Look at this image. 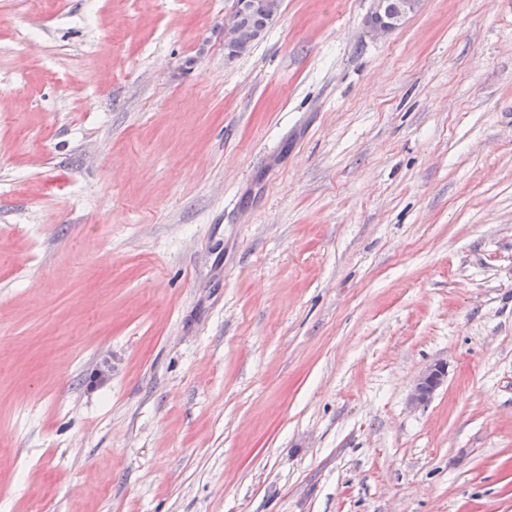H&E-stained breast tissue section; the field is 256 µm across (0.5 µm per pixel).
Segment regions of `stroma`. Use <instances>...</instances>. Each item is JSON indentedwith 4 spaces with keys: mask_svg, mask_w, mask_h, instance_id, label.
<instances>
[{
    "mask_svg": "<svg viewBox=\"0 0 512 512\" xmlns=\"http://www.w3.org/2000/svg\"><path fill=\"white\" fill-rule=\"evenodd\" d=\"M232 5L0 0V512H512V0ZM234 0V8L231 15L224 22V45L228 50V56H236L237 50L243 47L242 29L245 35L252 40L251 45L258 40L267 29L270 22L277 16L281 0H269V20L267 19V0ZM246 11V12H245ZM250 45V46H251ZM403 8L397 14L389 11V0H373L371 12L366 23V34L375 40L387 38L405 21L420 12L424 0H405ZM445 372V366L442 363L430 365L421 372L409 395L410 407L417 408L426 403L433 391L443 382Z\"/></svg>",
    "mask_w": 512,
    "mask_h": 512,
    "instance_id": "obj_1",
    "label": "stroma"
}]
</instances>
